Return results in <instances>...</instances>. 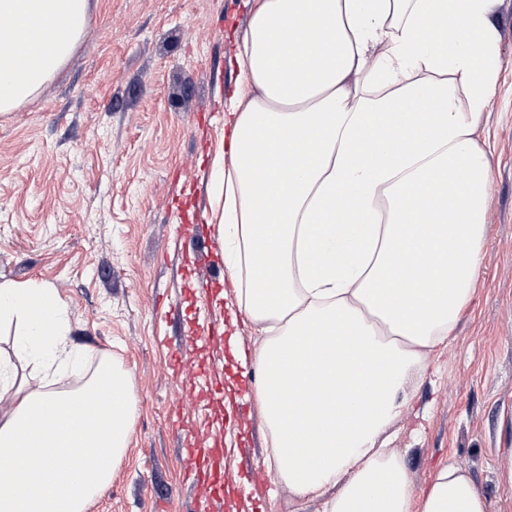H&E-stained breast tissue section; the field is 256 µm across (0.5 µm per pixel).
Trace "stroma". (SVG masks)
<instances>
[{
    "instance_id": "35a3bbf8",
    "label": "stroma",
    "mask_w": 512,
    "mask_h": 512,
    "mask_svg": "<svg viewBox=\"0 0 512 512\" xmlns=\"http://www.w3.org/2000/svg\"><path fill=\"white\" fill-rule=\"evenodd\" d=\"M251 0H90L76 50L32 99L0 112V282L37 280L70 312V339L132 374L129 449L87 512H292L266 465L267 430L232 347L258 333L234 299L182 295L227 281L212 168L224 149L218 107L239 76ZM503 68L475 133L490 164L479 283L447 346L412 381L388 429L415 489L453 463L487 512H512V0H492ZM223 328L181 374L172 364L203 304ZM210 374L212 385L193 381ZM223 441L225 482L188 477L183 450ZM251 448L237 458L239 444Z\"/></svg>"
}]
</instances>
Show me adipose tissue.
<instances>
[{
  "label": "adipose tissue",
  "instance_id": "adipose-tissue-1",
  "mask_svg": "<svg viewBox=\"0 0 512 512\" xmlns=\"http://www.w3.org/2000/svg\"><path fill=\"white\" fill-rule=\"evenodd\" d=\"M491 2L257 0L250 14L221 105L232 165L215 162L212 187L237 308L261 336L234 357L254 375L276 484L321 512H486L450 464L415 491L386 430L479 275L490 165L473 135L499 70ZM88 8L0 0V112L66 62ZM19 29L32 34L21 53ZM3 325L15 335L0 359V512H87L128 451L131 375L108 358L85 369L47 283H0ZM73 373L82 382L60 388Z\"/></svg>",
  "mask_w": 512,
  "mask_h": 512
}]
</instances>
